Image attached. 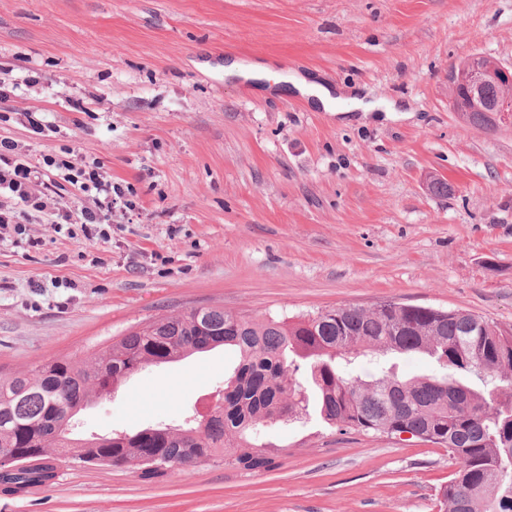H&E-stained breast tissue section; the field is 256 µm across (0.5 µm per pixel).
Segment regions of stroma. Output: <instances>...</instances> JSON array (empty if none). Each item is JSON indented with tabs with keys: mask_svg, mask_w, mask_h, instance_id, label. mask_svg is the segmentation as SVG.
I'll return each mask as SVG.
<instances>
[{
	"mask_svg": "<svg viewBox=\"0 0 512 512\" xmlns=\"http://www.w3.org/2000/svg\"><path fill=\"white\" fill-rule=\"evenodd\" d=\"M473 53L512 62V0H0V139L34 163L63 146L103 161L135 204L113 210L106 242L35 217L39 246L0 243V375L208 305L394 301L512 327V128L484 132L448 105V68ZM233 60L398 109L315 110L285 84L225 76ZM30 112L49 128L34 133ZM237 363L218 348L148 366L74 435L182 424ZM271 441L268 470L146 480L63 459L52 485L0 494V512H438L454 470L440 446L313 415Z\"/></svg>",
	"mask_w": 512,
	"mask_h": 512,
	"instance_id": "obj_1",
	"label": "stroma"
}]
</instances>
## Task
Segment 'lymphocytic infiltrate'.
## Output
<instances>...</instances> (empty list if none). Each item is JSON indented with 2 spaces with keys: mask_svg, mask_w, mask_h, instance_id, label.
<instances>
[{
  "mask_svg": "<svg viewBox=\"0 0 512 512\" xmlns=\"http://www.w3.org/2000/svg\"><path fill=\"white\" fill-rule=\"evenodd\" d=\"M48 166L62 171V180L46 179L44 169ZM63 181L87 197V205L74 212L59 209L55 195ZM125 196L124 189L113 183L101 162L78 168L66 157L48 155L39 167L19 156L13 142L0 140V230L10 228L16 235L25 236L27 246L39 244L38 239L25 235V222L34 213L52 225L78 226L86 240L109 239L112 206Z\"/></svg>",
  "mask_w": 512,
  "mask_h": 512,
  "instance_id": "f902f5d3",
  "label": "lymphocytic infiltrate"
}]
</instances>
